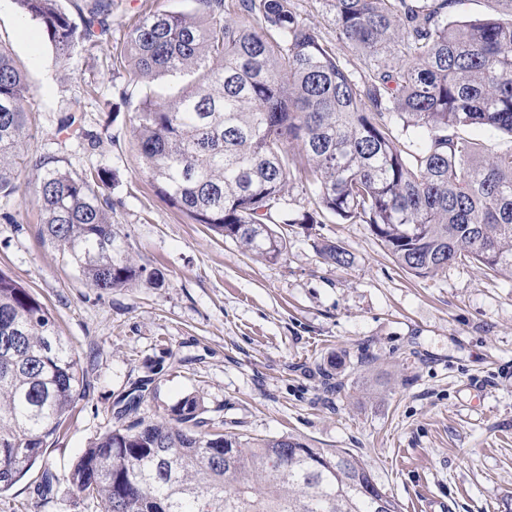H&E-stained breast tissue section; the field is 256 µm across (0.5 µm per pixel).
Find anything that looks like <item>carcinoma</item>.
Masks as SVG:
<instances>
[{
	"label": "carcinoma",
	"mask_w": 512,
	"mask_h": 512,
	"mask_svg": "<svg viewBox=\"0 0 512 512\" xmlns=\"http://www.w3.org/2000/svg\"><path fill=\"white\" fill-rule=\"evenodd\" d=\"M38 20L56 61L100 46L112 0H83L75 24L58 0H15ZM145 17L127 35L129 81L187 75L175 93L145 94L132 134L157 194L198 224L266 260L286 254L276 224L330 214L369 224L398 266L422 278L451 264L512 269V146L458 134L488 128L512 143V0L482 19L451 20L459 0H326L347 71L292 0H192ZM249 22L226 18L233 10ZM26 75L0 44V198L16 192L27 149ZM424 130L420 154L394 126ZM305 177L312 211L292 217L286 188ZM103 171L41 177V235L101 292L158 273L130 254ZM326 262L351 264L343 246ZM84 388L79 360L47 307L0 273V491L40 459ZM199 398L170 417L96 440L69 480L94 512H400L351 452L292 436L241 439L200 430Z\"/></svg>",
	"instance_id": "cac0c4a2"
}]
</instances>
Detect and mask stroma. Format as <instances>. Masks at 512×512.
I'll use <instances>...</instances> for the list:
<instances>
[{"mask_svg":"<svg viewBox=\"0 0 512 512\" xmlns=\"http://www.w3.org/2000/svg\"><path fill=\"white\" fill-rule=\"evenodd\" d=\"M293 3L357 70L323 0ZM191 6L112 0L110 39L59 66L39 21L0 0V42L27 71L30 111L28 167L17 192L0 199V271L47 306L86 379L47 442L60 477L53 492L40 494L34 466L0 494V512H86L66 475L118 426L120 401L136 386L140 418L195 396L208 431L349 450L401 512L426 499L449 512H512V270L452 264L420 278L398 267L370 225L333 215L288 225L286 255L263 260L164 201L143 174L135 106L122 97L132 89L125 34L146 16ZM77 100L83 111H73ZM67 123L80 135H60ZM39 157L76 177L111 174L112 220L133 257L161 271L162 286L98 292L41 238ZM327 241L350 252L349 266L324 261Z\"/></svg>","mask_w":512,"mask_h":512,"instance_id":"35a3bbf8","label":"stroma"}]
</instances>
